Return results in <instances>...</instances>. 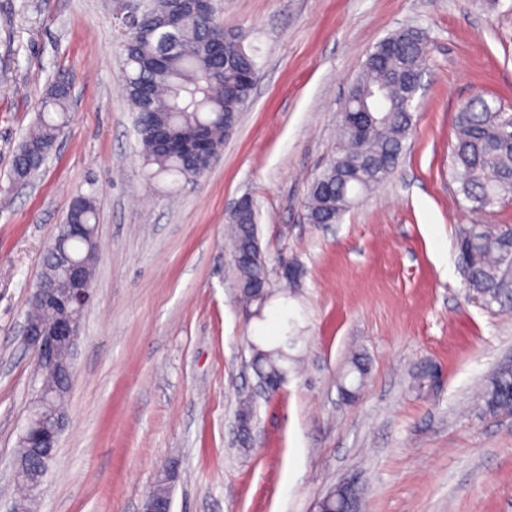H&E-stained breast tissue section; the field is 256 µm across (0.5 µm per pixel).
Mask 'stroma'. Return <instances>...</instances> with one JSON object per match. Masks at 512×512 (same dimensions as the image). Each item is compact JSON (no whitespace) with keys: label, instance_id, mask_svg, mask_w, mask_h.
I'll return each mask as SVG.
<instances>
[{"label":"stroma","instance_id":"stroma-1","mask_svg":"<svg viewBox=\"0 0 512 512\" xmlns=\"http://www.w3.org/2000/svg\"><path fill=\"white\" fill-rule=\"evenodd\" d=\"M122 0H0V512L34 397L20 329L45 252L78 193L94 195L98 259L69 424L37 512H137L178 461L173 512H315L359 476L364 512H512V416L481 387L512 363V313L467 299L456 231L476 223L448 174L460 106H512V0H224L258 80L221 156L169 196L141 170L122 78ZM411 26L428 50L398 166L339 223L307 224L308 183L336 148L344 98L379 40ZM70 123L27 185L12 154L55 75ZM252 198L270 263L306 274L262 318L237 301L225 217ZM288 346L280 391L254 395L252 344ZM369 368L354 400L353 354ZM442 381L420 394L422 363ZM252 395L250 450L235 409Z\"/></svg>","mask_w":512,"mask_h":512}]
</instances>
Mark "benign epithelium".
<instances>
[{
    "label": "benign epithelium",
    "mask_w": 512,
    "mask_h": 512,
    "mask_svg": "<svg viewBox=\"0 0 512 512\" xmlns=\"http://www.w3.org/2000/svg\"><path fill=\"white\" fill-rule=\"evenodd\" d=\"M50 252L65 268V280L42 281L34 288L32 301L51 316L27 319L21 329V341L33 354L38 387L20 442L27 448V459L32 461L30 479L39 484L56 458L60 437L69 421L67 409L53 405L51 398L71 385L85 308L93 296L84 266L71 261L63 242H53ZM48 377L55 379L54 386L45 384ZM38 499L39 493L34 489H25L14 497L10 512H34ZM171 507L172 499L146 494L138 512H171Z\"/></svg>",
    "instance_id": "1"
}]
</instances>
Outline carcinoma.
<instances>
[{"label":"carcinoma","instance_id":"obj_1","mask_svg":"<svg viewBox=\"0 0 512 512\" xmlns=\"http://www.w3.org/2000/svg\"><path fill=\"white\" fill-rule=\"evenodd\" d=\"M221 3L190 24L183 15L195 5L187 0H141L125 17L127 34L120 40L123 82L135 112L146 180L168 178L172 186L207 173L218 158L239 112L248 105L257 77L255 55L234 48L240 35L224 27ZM427 48L419 31L397 30L369 52L351 84L342 111L353 113L355 126H339L336 151L308 184L304 201L309 224H335L351 208V197L376 190L396 169L414 113L399 103L410 96L412 78L422 77ZM72 79L55 77L41 100V112L12 161L19 180L50 154L68 112ZM449 175L458 192L478 214L492 213L512 198V108L479 95L457 113ZM65 223L85 225V234L65 240L72 259L94 267L97 255V207L90 194L74 195ZM230 259L236 279L255 291L240 294L259 316L273 294V269L265 255L248 244L258 236V218L247 210L226 216ZM457 247L468 298L481 308L511 311L512 293L499 288L512 262V229L498 224L458 228ZM253 371L261 377H283L288 353L283 347L253 345ZM354 382L341 387L351 400L364 386L368 367L359 355L351 361ZM478 409L485 417L512 415V371L497 372L480 390ZM345 493L334 488L318 502V512H343Z\"/></svg>","mask_w":512,"mask_h":512}]
</instances>
